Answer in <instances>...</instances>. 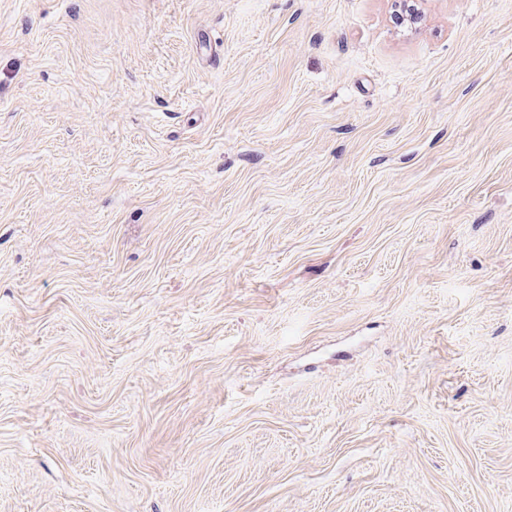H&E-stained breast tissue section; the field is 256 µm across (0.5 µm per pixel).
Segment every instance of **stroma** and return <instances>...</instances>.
<instances>
[{
    "mask_svg": "<svg viewBox=\"0 0 512 512\" xmlns=\"http://www.w3.org/2000/svg\"><path fill=\"white\" fill-rule=\"evenodd\" d=\"M0 0V512H512V0Z\"/></svg>",
    "mask_w": 512,
    "mask_h": 512,
    "instance_id": "obj_1",
    "label": "stroma"
}]
</instances>
